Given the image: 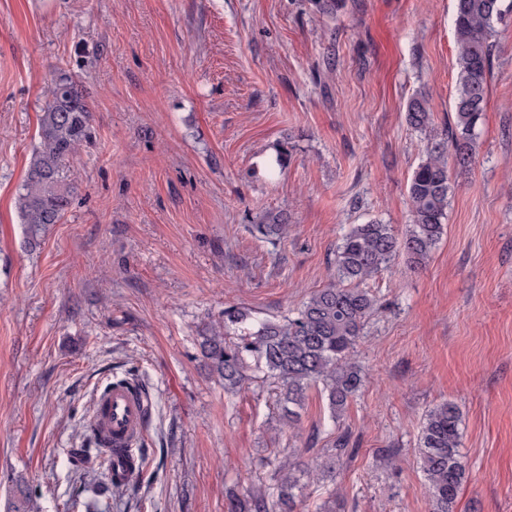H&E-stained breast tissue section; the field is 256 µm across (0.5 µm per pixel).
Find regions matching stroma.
I'll use <instances>...</instances> for the list:
<instances>
[{
	"mask_svg": "<svg viewBox=\"0 0 512 512\" xmlns=\"http://www.w3.org/2000/svg\"><path fill=\"white\" fill-rule=\"evenodd\" d=\"M455 0H0V512L25 481L37 512H226L228 489L278 482L333 446L310 389L299 433L271 381L225 392L199 343L225 307L294 315L335 272L352 225L405 232L425 155L408 101L452 119ZM472 172L422 268L397 259L370 287L380 309L369 376L340 430L335 477L302 480L300 512L341 486L347 512H430L414 461L426 412H462L469 470L456 512H512V13L496 24ZM76 75L94 138L79 193L35 250L15 200L48 80ZM284 166L268 168L276 149ZM290 230L251 233L266 213ZM137 367L153 402L138 491L72 494L93 394ZM399 464L390 467L387 455Z\"/></svg>",
	"mask_w": 512,
	"mask_h": 512,
	"instance_id": "stroma-1",
	"label": "stroma"
}]
</instances>
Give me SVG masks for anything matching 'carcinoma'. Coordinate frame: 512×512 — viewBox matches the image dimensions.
I'll return each mask as SVG.
<instances>
[{"mask_svg": "<svg viewBox=\"0 0 512 512\" xmlns=\"http://www.w3.org/2000/svg\"><path fill=\"white\" fill-rule=\"evenodd\" d=\"M345 0H311L314 12L333 16ZM505 15L503 0H455L454 35L457 79L454 118L444 137L433 135L431 112L420 97L407 104V124L427 138L425 158L408 185L412 224L404 234L376 220L355 224L336 248V272L325 287L314 291L293 317L282 321L260 319L235 307L205 330L201 355L210 373L222 380L225 391H239L261 372L280 389L283 416L295 428L299 410L313 387H321L329 420L337 424L349 402L363 388L367 373L356 360V349L368 319L377 310L369 281L391 269L401 255L418 266L426 263L445 230L453 175L471 170L477 133L483 119L492 67L491 36ZM91 108L71 73L59 72L47 86L41 107L38 142L33 146L27 175L17 198L26 245L33 250L48 224H58L67 213L76 187L71 164L81 147L92 140ZM263 238L280 237L288 223L280 214L252 225ZM462 415L451 402L427 411L417 446V463L427 482L430 512H455L459 491L468 478L462 460ZM85 447L73 455L74 482L80 483L88 464H100L106 450L85 426ZM348 439L338 437L336 453L301 468L291 459L281 462V477L272 489H250L226 495L228 512H295V489L300 477L314 481L333 473L336 458ZM139 464L130 481L112 485L113 495L137 491L143 481ZM6 512H34L33 499L21 483L7 502Z\"/></svg>", "mask_w": 512, "mask_h": 512, "instance_id": "1", "label": "carcinoma"}]
</instances>
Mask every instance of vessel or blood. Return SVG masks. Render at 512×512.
<instances>
[{"instance_id": "vessel-or-blood-1", "label": "vessel or blood", "mask_w": 512, "mask_h": 512, "mask_svg": "<svg viewBox=\"0 0 512 512\" xmlns=\"http://www.w3.org/2000/svg\"><path fill=\"white\" fill-rule=\"evenodd\" d=\"M149 411L148 395L134 386L115 383L96 393L91 424L114 450L109 480L127 481L131 466L138 464Z\"/></svg>"}]
</instances>
